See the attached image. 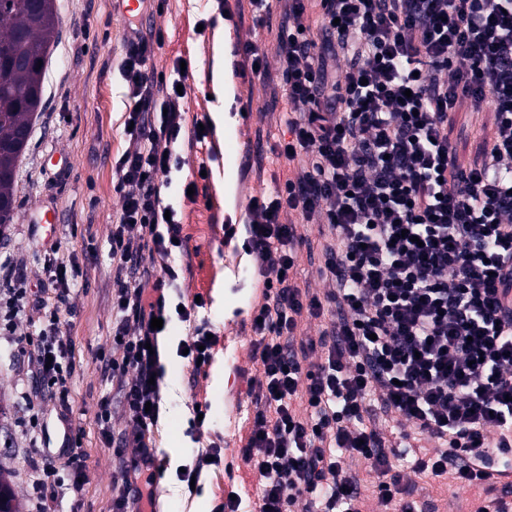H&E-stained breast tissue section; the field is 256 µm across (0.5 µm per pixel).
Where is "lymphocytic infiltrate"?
I'll list each match as a JSON object with an SVG mask.
<instances>
[{
    "mask_svg": "<svg viewBox=\"0 0 512 512\" xmlns=\"http://www.w3.org/2000/svg\"><path fill=\"white\" fill-rule=\"evenodd\" d=\"M248 0L256 27H276L274 59L252 41L234 52L266 77L282 76L273 161L295 179L252 197L243 229L259 292L249 378L255 413L241 446L257 480L258 512H363L361 477L384 512L398 502L392 440L427 441L414 475L482 487L486 467L512 448V0ZM154 46L134 37L118 70L133 127L115 161L121 210L107 241L112 342L97 369L121 393L129 419L114 430L110 401L96 415L105 442L141 450L140 468L112 483L110 512H130L152 489L153 431L164 370L158 346L170 322L168 286L192 258L161 197L186 122L180 66L150 77ZM489 115L469 136L456 114ZM472 141L469 154L461 146ZM324 227L322 293L300 287L299 224ZM179 265H172V257ZM46 314L37 337L16 335L23 314ZM186 341L192 375L206 374L217 339L197 322ZM26 278L0 262V337L14 340L37 379L59 392L68 418L67 338Z\"/></svg>",
    "mask_w": 512,
    "mask_h": 512,
    "instance_id": "lymphocytic-infiltrate-1",
    "label": "lymphocytic infiltrate"
}]
</instances>
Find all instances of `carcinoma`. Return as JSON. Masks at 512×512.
I'll return each instance as SVG.
<instances>
[{
	"mask_svg": "<svg viewBox=\"0 0 512 512\" xmlns=\"http://www.w3.org/2000/svg\"><path fill=\"white\" fill-rule=\"evenodd\" d=\"M57 14L54 0H45L42 10L33 12L29 0H0V52L24 60L17 67L0 68V199L14 200V173L20 153L15 134L31 127L40 104L45 60L55 38ZM0 498L11 512H21L10 481L0 472Z\"/></svg>",
	"mask_w": 512,
	"mask_h": 512,
	"instance_id": "obj_1",
	"label": "carcinoma"
}]
</instances>
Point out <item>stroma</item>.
<instances>
[{
  "mask_svg": "<svg viewBox=\"0 0 512 512\" xmlns=\"http://www.w3.org/2000/svg\"><path fill=\"white\" fill-rule=\"evenodd\" d=\"M58 36L45 59L42 101L37 109L27 146L15 171V215L0 235V261L9 260L30 278L32 291L42 292L49 305L59 308L60 327L73 341L72 354L82 364L68 382L72 396V429L86 458L80 486H73L61 457H54L58 479L66 489L58 512H103L112 482L121 467L133 464L138 449L100 439L95 415L107 390L95 370L94 358L112 332V265L107 236L120 208L114 189L112 164L126 146L123 135L128 100L118 72L125 52V32L135 28L145 37L162 36L150 60L151 75H169L175 59L189 63L186 111L188 120H205L213 105V76L223 70L232 86L230 127L223 137L209 135L210 175L201 180L197 171L202 155L184 131L177 147L179 166L170 175L165 205L172 207L184 226L192 270L180 274L173 286L185 300L203 295L206 315L223 349L207 376L191 379V369L181 358V340L188 326L172 320L168 351L162 355L166 389L162 417L155 433V460L162 470L155 500L160 512H213L224 495V472L216 470L202 481V490L188 497L177 472L193 464L198 444H220L223 461L233 465V485L243 500L256 497V479L243 466L239 438L248 428L247 418L233 415L229 399L247 400L248 384L239 370L250 369V323L247 312L255 296V280L244 252L223 242L222 224L244 223L245 205L264 186L284 184L295 171L284 164H266L263 175L244 173L246 152L256 143L272 145L279 137L268 124L270 93L280 82L278 72L269 80H237L233 57H218L216 44L232 48L235 39L257 41L272 52V37L254 30L252 16L243 13L236 24L226 23L217 0H142L143 22L131 25L118 0H56ZM196 180L197 194L188 197L186 181ZM55 240L61 257H75L89 275L80 281L65 303H58L47 288L44 265L45 239ZM32 368L17 347L0 340V469L10 472L23 512L32 508L29 481L31 460L40 456L35 444V424L46 425L51 449L63 441L53 400L29 405ZM208 404V425L202 439H195L189 408L193 401ZM413 497L430 502L439 512H473L485 499L483 490L456 481L435 487L430 478L415 480Z\"/></svg>",
  "mask_w": 512,
  "mask_h": 512,
  "instance_id": "1",
  "label": "stroma"
}]
</instances>
